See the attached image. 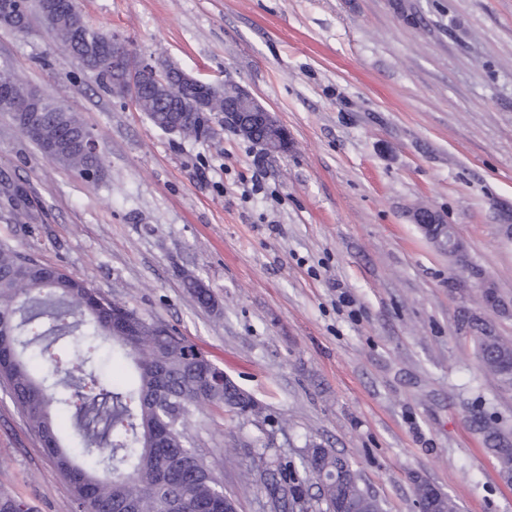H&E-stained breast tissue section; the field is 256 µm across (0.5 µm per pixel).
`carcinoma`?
I'll use <instances>...</instances> for the list:
<instances>
[{
  "mask_svg": "<svg viewBox=\"0 0 512 512\" xmlns=\"http://www.w3.org/2000/svg\"><path fill=\"white\" fill-rule=\"evenodd\" d=\"M70 23L62 43L75 56L106 49L107 34L90 29L73 0H59ZM0 88L20 97L28 90L15 74L0 69ZM221 100L208 96L193 112H174L168 94L151 86L140 108L158 127L184 137L211 136L208 114ZM17 125L49 160L96 176L102 158L81 140L85 127L73 112L50 101L33 131L22 113L0 101ZM187 288L201 306L211 305L209 289L193 278ZM482 371L512 387V341L500 336L487 317L470 320ZM119 376L104 372L105 362ZM0 381L6 384L31 431L68 479L74 512H232L235 499L224 492L214 469L193 447L187 420L205 406L257 415L261 407L194 347L165 324L93 288L85 279L23 254L0 242ZM481 430L505 475H512V439L491 419ZM263 466L248 475L268 491L267 512H294L305 502L298 479ZM305 475L317 481L318 512H336L340 503L355 512H383L380 500L335 449L311 441L300 455ZM435 493L436 512H457L453 499L425 480L415 495ZM0 512H32L20 497L0 489Z\"/></svg>",
  "mask_w": 512,
  "mask_h": 512,
  "instance_id": "obj_1",
  "label": "carcinoma"
}]
</instances>
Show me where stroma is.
<instances>
[{
    "label": "stroma",
    "mask_w": 512,
    "mask_h": 512,
    "mask_svg": "<svg viewBox=\"0 0 512 512\" xmlns=\"http://www.w3.org/2000/svg\"><path fill=\"white\" fill-rule=\"evenodd\" d=\"M75 3L136 58L242 85L290 144L266 154L217 116L205 141L164 131L39 14L23 33L0 22V68L76 113L103 160L84 178L0 112V240L173 328L262 406L188 423L238 512H263V485L242 482L258 452L295 466L310 439L384 512H416L418 477L459 512H512V479L478 430L512 431V389L484 375L467 327L485 277L512 340V0ZM420 206L455 225L465 263L413 224ZM0 487L35 512L73 510L1 383Z\"/></svg>",
    "instance_id": "35a3bbf8"
}]
</instances>
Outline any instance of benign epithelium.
I'll list each match as a JSON object with an SVG mask.
<instances>
[{
  "instance_id": "7a95c632",
  "label": "benign epithelium",
  "mask_w": 512,
  "mask_h": 512,
  "mask_svg": "<svg viewBox=\"0 0 512 512\" xmlns=\"http://www.w3.org/2000/svg\"><path fill=\"white\" fill-rule=\"evenodd\" d=\"M42 11L50 28L61 35L66 34L62 16L56 13L53 0H42ZM107 43L111 46V52L96 55L87 63V67L96 73L112 74L113 93L128 96L132 102H137L142 74L145 72L151 74L156 84L169 88L178 97L195 88L210 90L224 98V125L237 132L259 127L263 129V145L267 152L281 153L288 150V129L244 87L227 82L220 87L206 84L170 63L155 65L143 61L135 69L130 66L132 52L125 41L114 36ZM42 99L43 95L34 91L19 105L20 111L27 113L28 123H34L35 113L41 111ZM412 220L443 251L452 253L458 250L457 238L448 235L447 220L438 212L422 207L414 211Z\"/></svg>"
}]
</instances>
